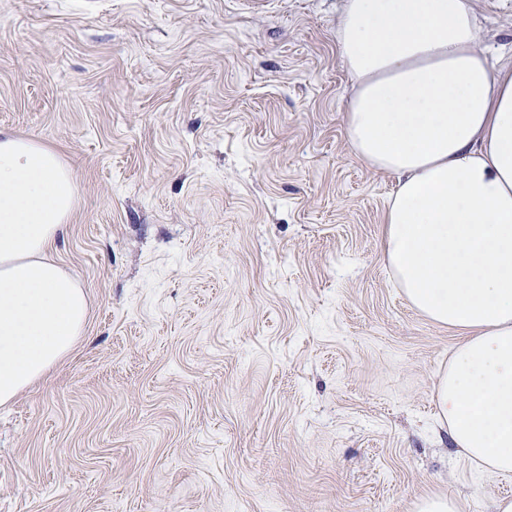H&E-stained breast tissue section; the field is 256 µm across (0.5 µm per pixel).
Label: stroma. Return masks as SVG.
<instances>
[{
  "instance_id": "1",
  "label": "stroma",
  "mask_w": 512,
  "mask_h": 512,
  "mask_svg": "<svg viewBox=\"0 0 512 512\" xmlns=\"http://www.w3.org/2000/svg\"><path fill=\"white\" fill-rule=\"evenodd\" d=\"M342 0H0V130L58 152L53 254L89 299L0 407V512H458L512 498L440 428L464 336L383 255ZM512 47V0H471Z\"/></svg>"
}]
</instances>
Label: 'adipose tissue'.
<instances>
[{"label":"adipose tissue","instance_id":"adipose-tissue-1","mask_svg":"<svg viewBox=\"0 0 512 512\" xmlns=\"http://www.w3.org/2000/svg\"><path fill=\"white\" fill-rule=\"evenodd\" d=\"M469 0H343L354 153L395 180L385 260L408 303L462 332L436 387L458 453L512 473V63L490 60ZM60 155L0 130V406L82 336L84 289L50 254L74 210Z\"/></svg>","mask_w":512,"mask_h":512}]
</instances>
